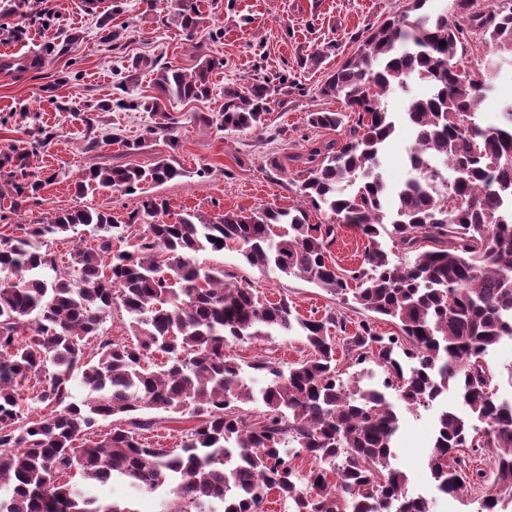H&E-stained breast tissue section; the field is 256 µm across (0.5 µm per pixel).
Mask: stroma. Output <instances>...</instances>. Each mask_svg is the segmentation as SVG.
Segmentation results:
<instances>
[{"label":"stroma","mask_w":512,"mask_h":512,"mask_svg":"<svg viewBox=\"0 0 512 512\" xmlns=\"http://www.w3.org/2000/svg\"><path fill=\"white\" fill-rule=\"evenodd\" d=\"M405 0H202V20L193 41H185L172 13L153 0H48V27L35 23L38 0H0V54L33 51L40 61L9 78L0 77V188L10 187L17 167L41 189L20 210L0 198V237L19 235L24 225L50 213L90 207L108 212L126 227L114 249L135 244L149 218L141 212L149 198L167 204L168 219L197 212L215 218L225 211L275 206L307 209L311 223L329 215L310 209L299 192L303 163L314 145L336 141L344 128H312V112L342 111L341 101L320 94L328 74L352 56L371 27L400 11ZM119 37L105 41V31ZM223 58L211 77L208 99L181 103L163 112L113 107L120 83L128 98L156 96L154 73L170 64L195 69V45ZM135 82H127L129 71ZM273 87L265 128L234 131L220 115L224 92L252 84ZM122 132L124 143L108 140ZM181 168V176L145 191L124 194L108 189L78 194L75 184L91 166L111 161L151 170L161 159ZM137 222H130L131 212ZM196 263L221 268L242 287L257 289L271 301L288 296L302 317H321L334 308L348 327L362 311L302 279L274 269L250 266L239 251L205 250ZM238 362L266 359L288 366L308 353L301 337L268 336L233 344ZM434 431L432 412L404 416L395 464L410 477L412 490L433 497V512H478L475 498L437 497L426 468Z\"/></svg>","instance_id":"obj_1"}]
</instances>
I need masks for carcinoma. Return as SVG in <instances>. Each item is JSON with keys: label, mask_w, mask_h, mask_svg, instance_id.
Instances as JSON below:
<instances>
[{"label": "carcinoma", "mask_w": 512, "mask_h": 512, "mask_svg": "<svg viewBox=\"0 0 512 512\" xmlns=\"http://www.w3.org/2000/svg\"><path fill=\"white\" fill-rule=\"evenodd\" d=\"M427 0L407 6L369 33L358 51L330 75L320 93L340 100L357 120L341 144L310 150L300 191L334 224H312L301 208L227 211L215 219L186 213L155 220L130 250L112 249L124 228L106 212H54L20 236L0 239V512H138L130 501L106 502L94 493L115 478L162 497L160 512H264L278 491L288 512H431V502L408 494L407 475L393 465L401 410L418 412L454 385L462 410L438 411L428 453L439 492L475 495L480 512L512 503V401L494 393L485 360L512 339V102L502 121L479 120L492 87L458 74L464 28ZM475 0H456V15L483 29L499 54L512 55V4L488 14ZM187 36L200 23L199 0H173ZM446 45H441V42ZM224 59L204 56L189 74L164 65L158 96L116 99L120 108L165 111L200 100ZM423 84L404 111L385 98ZM270 90L224 91V127L259 129ZM343 112H311L314 128H338ZM406 128L408 176L389 185L380 172L384 144ZM182 170L163 159L145 172L123 165L89 169L78 191L124 193ZM369 242L356 269L329 264L336 225ZM84 226L94 244L78 245L68 269L45 250L55 237ZM389 239L392 249L382 246ZM432 248L424 249V243ZM234 246L251 266L274 268L315 283L344 303L395 319L402 336H383L373 319L347 332L332 309L304 319L288 298L271 302L230 280L222 268L192 261L197 252ZM414 258L396 264L392 251ZM355 287H349V281ZM129 317L131 336L103 332L112 311ZM342 334L338 339L330 329ZM305 338L314 356L283 368L258 359L242 366L233 343L273 334ZM98 352L86 354L89 340ZM359 370L344 375L336 342ZM165 362L154 368L155 354ZM373 363L383 371L373 385ZM267 376L259 391L245 369ZM49 413L24 416L25 384ZM79 383L87 395L78 401ZM264 406L260 421L248 403ZM144 411L195 421L179 451L145 442L154 421ZM121 417L106 433L101 423ZM466 448H489L490 472L472 470ZM316 464L300 473L293 460ZM74 471L84 483L61 481Z\"/></svg>", "instance_id": "obj_1"}]
</instances>
